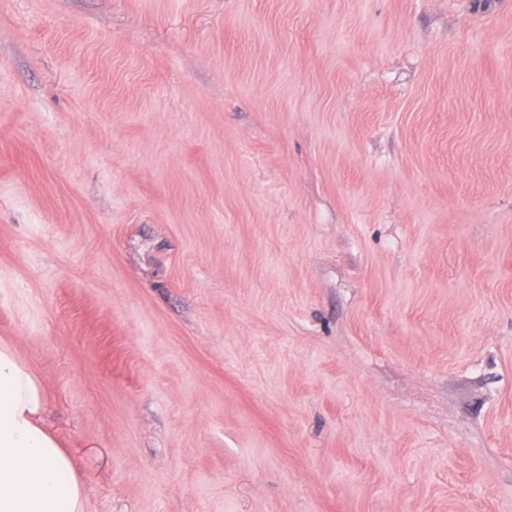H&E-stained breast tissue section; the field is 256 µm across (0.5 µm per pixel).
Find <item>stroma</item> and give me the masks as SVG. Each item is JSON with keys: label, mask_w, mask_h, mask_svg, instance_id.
<instances>
[{"label": "stroma", "mask_w": 512, "mask_h": 512, "mask_svg": "<svg viewBox=\"0 0 512 512\" xmlns=\"http://www.w3.org/2000/svg\"><path fill=\"white\" fill-rule=\"evenodd\" d=\"M0 342L87 512H512V0H0Z\"/></svg>", "instance_id": "obj_1"}]
</instances>
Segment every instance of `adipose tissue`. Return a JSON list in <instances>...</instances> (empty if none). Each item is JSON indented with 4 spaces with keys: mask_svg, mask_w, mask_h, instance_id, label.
I'll return each mask as SVG.
<instances>
[{
    "mask_svg": "<svg viewBox=\"0 0 512 512\" xmlns=\"http://www.w3.org/2000/svg\"><path fill=\"white\" fill-rule=\"evenodd\" d=\"M38 375L0 345V512H86L69 452L42 424Z\"/></svg>",
    "mask_w": 512,
    "mask_h": 512,
    "instance_id": "ef3b65f1",
    "label": "adipose tissue"
}]
</instances>
